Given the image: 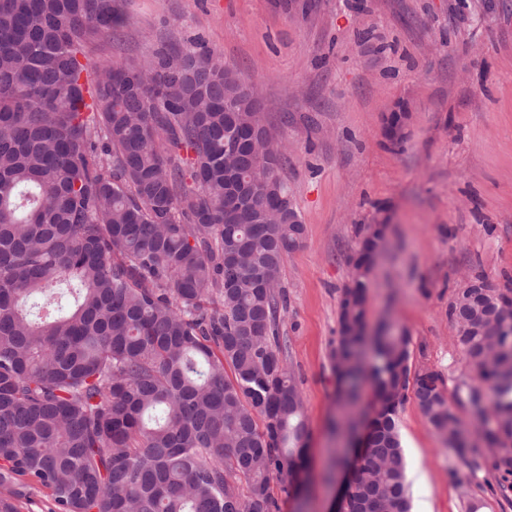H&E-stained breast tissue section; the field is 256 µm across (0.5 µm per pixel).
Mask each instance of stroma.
<instances>
[{
    "instance_id": "35a3bbf8",
    "label": "stroma",
    "mask_w": 512,
    "mask_h": 512,
    "mask_svg": "<svg viewBox=\"0 0 512 512\" xmlns=\"http://www.w3.org/2000/svg\"><path fill=\"white\" fill-rule=\"evenodd\" d=\"M125 23L90 63L199 41L255 86L287 158L305 226L283 262L278 318L310 440L300 498L273 482L280 512H329L338 412L332 351L355 227L389 219L366 319L412 338L413 365L448 387L468 377L448 304L467 274L512 285V0H119ZM409 114L397 146L386 116ZM411 512H512L444 447L407 399L399 414Z\"/></svg>"
}]
</instances>
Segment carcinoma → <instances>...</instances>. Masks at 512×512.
<instances>
[{"mask_svg": "<svg viewBox=\"0 0 512 512\" xmlns=\"http://www.w3.org/2000/svg\"><path fill=\"white\" fill-rule=\"evenodd\" d=\"M124 23L118 0H0V512L32 491L50 512H278L273 480L307 466L301 391L283 361L278 289L302 242L287 185L248 145L254 86L201 43L82 62ZM358 259L378 237L360 226ZM360 280L338 300L339 409L374 414L347 512H410L399 412L408 395L493 493L512 446L468 441L441 373L411 336L368 333ZM217 295L220 308H209ZM468 288L448 319L474 372L453 397L490 402L512 443V312ZM231 369L232 375L226 374Z\"/></svg>", "mask_w": 512, "mask_h": 512, "instance_id": "obj_1", "label": "carcinoma"}]
</instances>
